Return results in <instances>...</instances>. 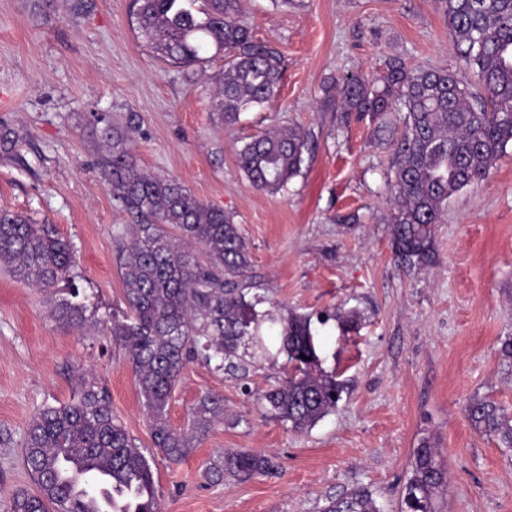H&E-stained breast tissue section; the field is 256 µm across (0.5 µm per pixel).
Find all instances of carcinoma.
<instances>
[{
    "label": "carcinoma",
    "mask_w": 512,
    "mask_h": 512,
    "mask_svg": "<svg viewBox=\"0 0 512 512\" xmlns=\"http://www.w3.org/2000/svg\"><path fill=\"white\" fill-rule=\"evenodd\" d=\"M448 24L453 49L477 70L481 91L466 78L432 68H411L391 58L382 83L349 75L334 104L342 112L404 113L396 143L393 244L410 268L430 262L434 230L448 199L477 185L512 144V0H436ZM132 18L150 52L181 66L206 62L212 49L224 57L212 111L224 126L271 101L279 92L284 65L278 51L256 41L240 0H132ZM99 138L113 198L136 219L131 239L118 236L119 267L126 311L112 318L113 340L126 352L146 411L152 445L171 462L189 455L195 437L224 415L223 399L207 394L191 409L189 430H174L168 406L186 361L201 358L217 370L245 378L250 367L284 357V375L259 394L256 404L294 430L314 426L336 410L347 382L321 367L311 319L277 304L262 313L261 299H248L240 277L250 266L248 247L224 211L204 204L175 180L141 169L123 135L107 124ZM308 134L299 128L268 130L247 142L238 163L251 184L280 192L301 169ZM178 231L173 237L170 229ZM197 244L204 261L180 246ZM0 268L29 288L64 287L77 295L71 245L52 224L0 208ZM56 321L75 329L87 325L84 307L54 302ZM467 416L476 431L512 452V412L487 399L470 402ZM24 462L35 491L16 490L10 512H90L75 493L96 491L99 472L114 481L154 486L144 452L112 412L108 394L82 380L77 397L47 405L29 424ZM224 469L242 478L268 473L274 461L250 449L224 454ZM446 484L439 449L426 439L415 449L402 492L401 512H439L437 496ZM323 512H381L364 488L332 499Z\"/></svg>",
    "instance_id": "obj_1"
}]
</instances>
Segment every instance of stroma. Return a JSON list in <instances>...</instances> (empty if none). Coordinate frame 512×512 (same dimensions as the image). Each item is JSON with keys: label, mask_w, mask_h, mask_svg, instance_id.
Wrapping results in <instances>:
<instances>
[{"label": "stroma", "mask_w": 512, "mask_h": 512, "mask_svg": "<svg viewBox=\"0 0 512 512\" xmlns=\"http://www.w3.org/2000/svg\"><path fill=\"white\" fill-rule=\"evenodd\" d=\"M131 0H0V207L55 224L74 250L77 284L98 318L75 331L51 316V292L0 269V512L33 490L23 462L39 408L72 400L79 377L104 388L112 411L150 446L135 375L109 333L124 310L115 237L131 216L113 199L98 133L110 122L146 172L177 180L224 210L248 245L253 294L309 316L322 366L348 392L335 412L298 432L254 402L281 375L262 363L244 379L187 363L168 420L188 426L204 394L224 417L181 462L152 455L163 512H322L328 500L368 488L384 512L401 490L421 438L441 451V512H512V455L479 435L466 415L491 397L512 409V145L480 184L453 195L435 227L433 257L402 266L392 246L390 184L403 123L346 118L327 99L331 80H377L389 58L464 70L434 0H243L255 38L276 48L284 79L276 100L226 128L211 110L216 58L193 67L148 52ZM273 127H299L310 149L278 194L253 187L238 152ZM359 315L346 333L336 310ZM251 449L280 469L242 480L222 472L224 453Z\"/></svg>", "instance_id": "35a3bbf8"}]
</instances>
